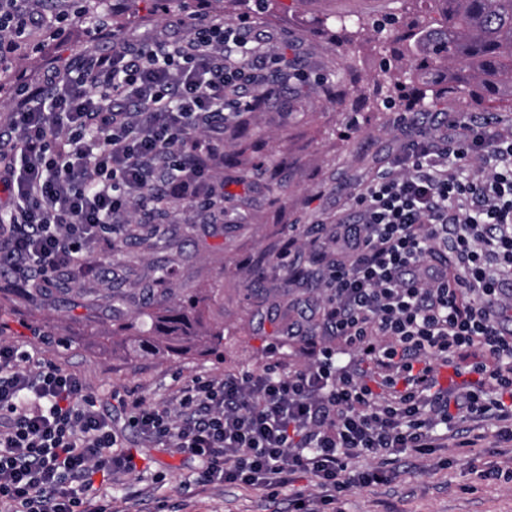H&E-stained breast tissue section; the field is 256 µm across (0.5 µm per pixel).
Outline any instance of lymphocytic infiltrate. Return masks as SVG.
Instances as JSON below:
<instances>
[{
	"mask_svg": "<svg viewBox=\"0 0 512 512\" xmlns=\"http://www.w3.org/2000/svg\"><path fill=\"white\" fill-rule=\"evenodd\" d=\"M0 0V67L32 26ZM275 32L198 19L178 40L113 38L74 52L39 80L13 79L0 123V263L20 280L96 271L98 246L130 213L153 223L173 200L223 196L214 171L229 125L255 111ZM445 147L408 144L353 195L336 256L316 285L320 323L288 334L314 361L196 379L174 404L119 402L145 440L198 459L197 484L238 483L274 498L302 473L288 512H320L352 489L395 478L401 455L450 435L472 448L483 423L512 440V133L453 116ZM349 356L338 364V351ZM460 383L445 387L442 370ZM377 460L361 470L356 459ZM138 470L135 454L79 374L0 341V512H112L95 474Z\"/></svg>",
	"mask_w": 512,
	"mask_h": 512,
	"instance_id": "obj_1",
	"label": "lymphocytic infiltrate"
}]
</instances>
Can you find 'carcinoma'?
<instances>
[{"label":"carcinoma","mask_w":512,"mask_h":512,"mask_svg":"<svg viewBox=\"0 0 512 512\" xmlns=\"http://www.w3.org/2000/svg\"><path fill=\"white\" fill-rule=\"evenodd\" d=\"M414 6L409 27L393 17L378 26L393 28V41L404 43L407 56L419 60L409 79L427 90L436 72L443 70L447 87L435 97L456 96L471 85L487 92L480 107L488 112L512 110V0H401ZM128 315L112 327L91 335L107 350L115 336L124 335L126 322L137 331L125 343L132 356L155 350L173 354L198 347L224 345V294L210 286L189 288L182 295L170 288H154Z\"/></svg>","instance_id":"1"}]
</instances>
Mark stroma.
Here are the masks:
<instances>
[{
	"label": "stroma",
	"mask_w": 512,
	"mask_h": 512,
	"mask_svg": "<svg viewBox=\"0 0 512 512\" xmlns=\"http://www.w3.org/2000/svg\"><path fill=\"white\" fill-rule=\"evenodd\" d=\"M73 0H29L36 13L66 16L61 39L48 28H31L12 54L14 70L33 75L55 57L59 43L88 53L108 50L110 39L93 28L100 12L111 15L118 34L138 38L189 34L193 18L209 15L232 23L248 17L281 33L287 57L300 69L306 96L290 90L251 113L243 131L225 135L217 179L228 183V206L168 205L159 229L143 226L139 237L121 248L103 243L102 273L76 280L63 274L32 280L34 294L4 295L14 284L0 269V339L29 342L40 362L82 374L101 407L111 414L123 443L147 459L140 473L112 476V507L123 512L125 498L141 493L144 512H287L288 494L276 499L240 484L198 487L197 459L145 441L125 424L115 395L162 403L195 378L220 380L231 374L259 373L270 366L288 372L309 364L299 345L282 333L299 320L300 300L319 297L309 282L288 280L278 254L296 239L295 261L309 266L313 252H331L339 219L353 214L350 192L390 168L401 148L426 132L438 139L441 108L432 106L416 84L402 75L408 62L395 63L392 75L380 70L373 31L347 42L328 22L332 13L355 11L375 19L401 8L399 0H282L269 9L255 0H187L183 11L157 13L153 0H86L76 15ZM345 79L335 83L337 69ZM168 268L178 289L209 284L224 291V356L176 358L158 352L127 355L121 347L103 351L89 325L112 323L106 300L112 290L136 297L151 287L158 268ZM512 468V442L481 444L463 453L437 448L411 456L391 483L359 487L342 500V512H512V483L477 479L475 468Z\"/></svg>",
	"instance_id": "stroma-1"
}]
</instances>
